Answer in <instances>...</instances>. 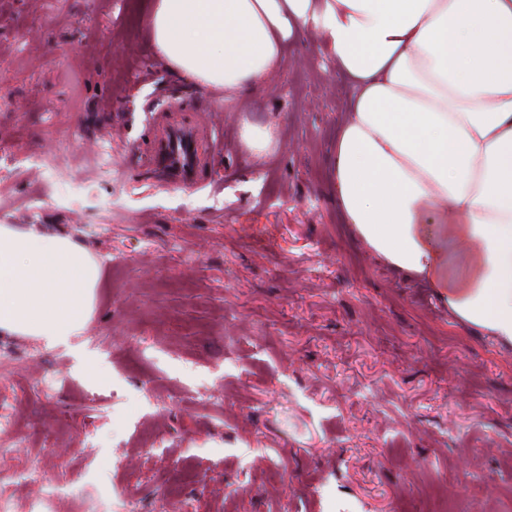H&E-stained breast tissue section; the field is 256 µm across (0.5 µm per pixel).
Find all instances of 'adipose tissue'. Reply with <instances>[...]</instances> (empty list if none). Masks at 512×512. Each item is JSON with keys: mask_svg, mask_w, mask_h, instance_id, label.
I'll use <instances>...</instances> for the list:
<instances>
[{"mask_svg": "<svg viewBox=\"0 0 512 512\" xmlns=\"http://www.w3.org/2000/svg\"><path fill=\"white\" fill-rule=\"evenodd\" d=\"M178 76L246 98L319 34L350 83L332 192L358 235L512 341V0H154ZM99 268L70 236L0 224V335L70 345Z\"/></svg>", "mask_w": 512, "mask_h": 512, "instance_id": "ef3b65f1", "label": "adipose tissue"}]
</instances>
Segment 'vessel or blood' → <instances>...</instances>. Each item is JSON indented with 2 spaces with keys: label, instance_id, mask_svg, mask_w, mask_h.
Here are the masks:
<instances>
[{
  "label": "vessel or blood",
  "instance_id": "obj_1",
  "mask_svg": "<svg viewBox=\"0 0 512 512\" xmlns=\"http://www.w3.org/2000/svg\"><path fill=\"white\" fill-rule=\"evenodd\" d=\"M218 146L217 127L209 112H188L172 102L153 118L151 147L145 162L171 184L205 182Z\"/></svg>",
  "mask_w": 512,
  "mask_h": 512
}]
</instances>
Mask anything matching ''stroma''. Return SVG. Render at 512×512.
Segmentation results:
<instances>
[{
    "label": "stroma",
    "mask_w": 512,
    "mask_h": 512,
    "mask_svg": "<svg viewBox=\"0 0 512 512\" xmlns=\"http://www.w3.org/2000/svg\"><path fill=\"white\" fill-rule=\"evenodd\" d=\"M340 80L305 33L228 102L170 72L146 0H0V223L101 263L77 348L0 336L9 512H512V342L344 223ZM173 97L224 104L212 184L142 162ZM242 142L254 152H265L274 147L273 136L266 126L247 124L242 131Z\"/></svg>",
    "instance_id": "obj_1"
}]
</instances>
